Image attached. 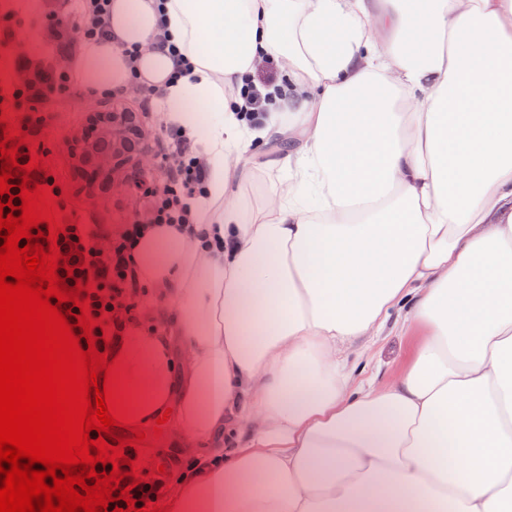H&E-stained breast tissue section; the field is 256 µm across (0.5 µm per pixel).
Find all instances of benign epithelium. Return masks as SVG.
I'll use <instances>...</instances> for the list:
<instances>
[{
  "instance_id": "benign-epithelium-1",
  "label": "benign epithelium",
  "mask_w": 512,
  "mask_h": 512,
  "mask_svg": "<svg viewBox=\"0 0 512 512\" xmlns=\"http://www.w3.org/2000/svg\"><path fill=\"white\" fill-rule=\"evenodd\" d=\"M96 136L81 142L78 160L85 174L95 179L110 176L114 171H124L125 176L116 182L124 188L141 187V176L149 173L147 154L130 158L124 145L141 135V129L128 112H97L93 118Z\"/></svg>"
}]
</instances>
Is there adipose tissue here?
<instances>
[{"instance_id":"1","label":"adipose tissue","mask_w":512,"mask_h":512,"mask_svg":"<svg viewBox=\"0 0 512 512\" xmlns=\"http://www.w3.org/2000/svg\"><path fill=\"white\" fill-rule=\"evenodd\" d=\"M93 95L161 93L208 161L134 245L135 417L207 448L172 512H512V0H107ZM288 64L244 118L261 60ZM288 181L254 206L239 158ZM424 328L378 384L359 341Z\"/></svg>"}]
</instances>
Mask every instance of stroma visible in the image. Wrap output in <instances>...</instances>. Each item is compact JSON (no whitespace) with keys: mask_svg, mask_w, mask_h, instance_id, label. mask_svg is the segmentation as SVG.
Returning a JSON list of instances; mask_svg holds the SVG:
<instances>
[{"mask_svg":"<svg viewBox=\"0 0 512 512\" xmlns=\"http://www.w3.org/2000/svg\"><path fill=\"white\" fill-rule=\"evenodd\" d=\"M118 106L137 114L148 146H155L157 136L166 132L162 113L151 109L137 85L125 89ZM103 107L102 97L89 95L80 83H72L70 91L50 113L48 128L36 151L52 162L57 182L69 193L68 199L61 203L66 217L76 224H100L116 232L128 221L144 219L145 203L130 191H103L99 186L88 185L71 156L75 137L80 136L93 111ZM419 340L416 332L396 334L384 337L372 347L375 361L382 366V381L392 380L409 365Z\"/></svg>","mask_w":512,"mask_h":512,"instance_id":"1","label":"stroma"}]
</instances>
